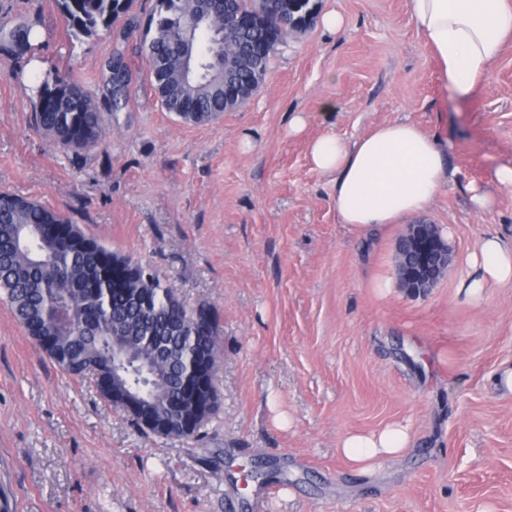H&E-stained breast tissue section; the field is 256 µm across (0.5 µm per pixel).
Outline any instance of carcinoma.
<instances>
[{
  "instance_id": "1",
  "label": "carcinoma",
  "mask_w": 512,
  "mask_h": 512,
  "mask_svg": "<svg viewBox=\"0 0 512 512\" xmlns=\"http://www.w3.org/2000/svg\"><path fill=\"white\" fill-rule=\"evenodd\" d=\"M62 20L76 36L117 31L128 41L139 38L155 90L170 87L160 100L168 112L201 124L249 100L240 92L258 89L271 58L292 31L311 25L315 0H284L285 26L274 19L243 30L224 24L216 11L196 27L189 24L202 8L200 0H157L146 23L129 16L133 0H55ZM35 24L0 21V43L23 50ZM250 55L231 85H224V54L235 43ZM106 86L112 109L126 105L133 72L120 51L106 63ZM46 96L35 113L38 129L64 148L85 149L102 135L98 106L84 86L58 75L55 86L43 84ZM61 228V235L24 243L16 229L33 232ZM0 299L9 306L27 335L68 375L94 380L100 396L120 407L131 389L141 391L132 421L150 419L152 434H164L160 421L192 420L186 437L198 436L219 407L215 374L221 362L218 320L206 303L193 307L165 284L155 270L118 253L78 225L30 199L0 193ZM125 337L135 358L124 366L127 376L112 381V335ZM207 357V389L199 396L183 393L182 377Z\"/></svg>"
}]
</instances>
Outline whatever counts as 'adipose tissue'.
<instances>
[{"label":"adipose tissue","mask_w":512,"mask_h":512,"mask_svg":"<svg viewBox=\"0 0 512 512\" xmlns=\"http://www.w3.org/2000/svg\"><path fill=\"white\" fill-rule=\"evenodd\" d=\"M411 19L437 64V76L453 100L480 95L512 38V0H410ZM316 169L332 175L331 202L340 223L383 228L426 212L454 171L447 143L402 120L375 126L355 141L328 133L310 148ZM472 274L460 289L473 300L485 288L512 284V239L487 235L470 257ZM410 444L405 427L346 435L340 451L356 468Z\"/></svg>","instance_id":"obj_1"}]
</instances>
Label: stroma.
Returning <instances> with one entry per match:
<instances>
[{
    "mask_svg": "<svg viewBox=\"0 0 512 512\" xmlns=\"http://www.w3.org/2000/svg\"><path fill=\"white\" fill-rule=\"evenodd\" d=\"M320 22L288 35L249 102L191 124L162 108L126 47L131 95L112 111L100 72L112 34L77 39L55 0H0L39 41L0 46V192L39 201L164 274L188 305L210 303L224 355L219 409L201 439L143 432L93 383L63 373L0 302V492L11 512H512V286L472 303L457 285L487 234L512 237V41L485 91L441 86L409 0H318ZM77 78L104 118L92 147L55 144L34 122L47 73ZM333 113H323L325 101ZM303 115L304 127L290 122ZM408 120L445 137L458 173L415 216L452 260L431 289L396 276L401 225L340 224L330 175L309 147ZM493 199L478 210L469 185ZM410 445L362 472L342 438L390 424ZM264 465L269 481L247 480Z\"/></svg>",
    "mask_w": 512,
    "mask_h": 512,
    "instance_id": "stroma-1",
    "label": "stroma"
}]
</instances>
